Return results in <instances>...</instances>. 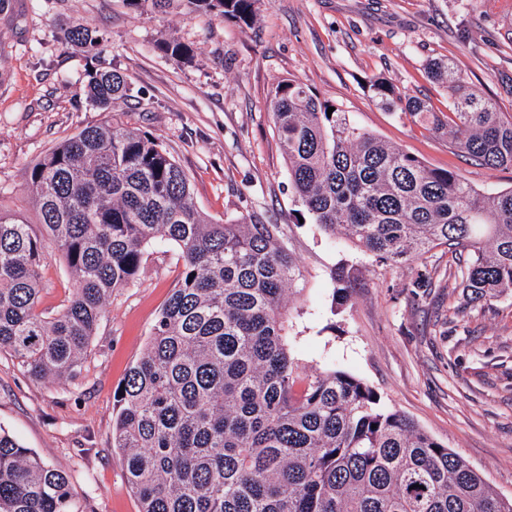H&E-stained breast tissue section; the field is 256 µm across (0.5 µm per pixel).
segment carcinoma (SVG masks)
Here are the masks:
<instances>
[{"label":"carcinoma","mask_w":512,"mask_h":512,"mask_svg":"<svg viewBox=\"0 0 512 512\" xmlns=\"http://www.w3.org/2000/svg\"><path fill=\"white\" fill-rule=\"evenodd\" d=\"M126 2L142 15L172 0ZM182 2L248 27L260 0ZM70 41L96 47L83 27ZM159 49L193 56L175 41ZM428 74L452 101L446 120L383 78L369 89L448 130L475 164L512 166V114L446 60ZM128 92L123 74L101 69L81 96L107 112ZM331 106L283 79L268 107L308 219L390 267L447 247L477 302L512 291V190L479 193L459 172L352 126L339 108L327 114ZM27 183L38 228L0 211V352L36 381L79 375L112 293L133 284L146 246L181 253L180 282L117 393L112 440L139 512H512L511 499L365 382L300 362L285 323L303 274L281 225L209 220L158 138L110 120L86 127L49 148ZM49 245L74 282L53 317L38 310ZM331 278L346 304L355 273L342 265ZM0 512H80L68 472L1 427Z\"/></svg>","instance_id":"1"}]
</instances>
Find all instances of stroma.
<instances>
[{
    "label": "stroma",
    "mask_w": 512,
    "mask_h": 512,
    "mask_svg": "<svg viewBox=\"0 0 512 512\" xmlns=\"http://www.w3.org/2000/svg\"><path fill=\"white\" fill-rule=\"evenodd\" d=\"M77 25L97 37L95 51L68 44ZM164 39L192 47V62L161 52ZM435 58L512 113L502 85L512 77V0H261L244 29L178 7L141 17L125 0H0V210L37 224L27 173L57 140L108 119L149 132L189 175L206 216L283 226L304 275L288 314L297 358L362 379L511 499L512 292L476 304L448 250L392 268L296 222L303 205L268 113L275 81L293 80L428 167L457 170L482 193L512 189L511 166L473 165L448 134L374 101L366 82L380 76L447 115L446 91L425 73ZM104 67L130 88L108 113L80 95L88 73ZM342 264L358 270L360 286L338 310L331 273ZM422 268L428 281L418 279ZM181 269L175 245L146 247L136 282L113 293L76 379L34 381L0 353V426L66 469L83 512H139L112 446L114 395ZM71 292L66 268L51 259L40 311L55 315Z\"/></svg>",
    "instance_id": "1"
}]
</instances>
